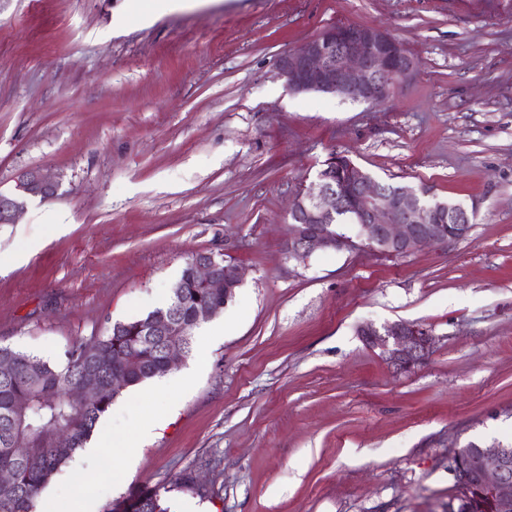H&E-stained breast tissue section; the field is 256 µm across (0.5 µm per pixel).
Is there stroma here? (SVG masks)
<instances>
[{"mask_svg": "<svg viewBox=\"0 0 512 512\" xmlns=\"http://www.w3.org/2000/svg\"><path fill=\"white\" fill-rule=\"evenodd\" d=\"M133 2L0 0V192L60 182L0 224V344L57 362L162 306L195 254L245 270L223 339L195 327L173 369L190 382L106 413L167 422L126 471L92 461L95 512L162 485L196 512H446L449 449L512 441V0ZM335 24L416 59L385 104L288 90L280 56ZM334 155L465 204L469 236L288 258L289 202ZM401 320L437 338L407 373L358 334ZM72 478L37 512H75Z\"/></svg>", "mask_w": 512, "mask_h": 512, "instance_id": "stroma-1", "label": "stroma"}]
</instances>
